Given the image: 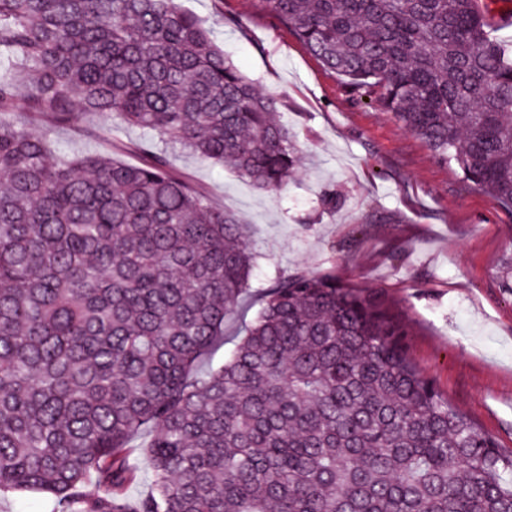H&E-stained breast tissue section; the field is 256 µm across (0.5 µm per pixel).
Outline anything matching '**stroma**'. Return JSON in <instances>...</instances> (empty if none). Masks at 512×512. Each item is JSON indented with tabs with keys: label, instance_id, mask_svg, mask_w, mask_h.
<instances>
[{
	"label": "stroma",
	"instance_id": "stroma-1",
	"mask_svg": "<svg viewBox=\"0 0 512 512\" xmlns=\"http://www.w3.org/2000/svg\"><path fill=\"white\" fill-rule=\"evenodd\" d=\"M257 0H180L217 46L266 93L283 101L298 166L277 193L232 170L179 151L176 172L237 212L250 227L251 288L224 324L222 364L279 274L301 268L382 290L411 330L410 356L443 397L512 449V291L501 271L512 259V211L467 185L392 112L355 103L339 76ZM336 187L343 201L320 213Z\"/></svg>",
	"mask_w": 512,
	"mask_h": 512
}]
</instances>
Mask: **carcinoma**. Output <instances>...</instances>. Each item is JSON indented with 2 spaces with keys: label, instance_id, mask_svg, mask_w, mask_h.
Segmentation results:
<instances>
[{
  "label": "carcinoma",
  "instance_id": "obj_1",
  "mask_svg": "<svg viewBox=\"0 0 512 512\" xmlns=\"http://www.w3.org/2000/svg\"><path fill=\"white\" fill-rule=\"evenodd\" d=\"M360 104L378 103L512 209V47L478 0H260ZM178 0H0V496L53 512H512L498 448L412 361L377 289L278 276L231 356L200 369L250 288L239 217L170 152L278 192L298 148ZM88 113L157 135L53 160ZM148 435L149 492L130 441ZM132 459L139 468V481L132 485L128 490L130 499H137L144 495L150 489L151 472L149 460L143 451V448H135ZM0 512H52V501L45 494L10 493L1 496Z\"/></svg>",
  "mask_w": 512,
  "mask_h": 512
}]
</instances>
